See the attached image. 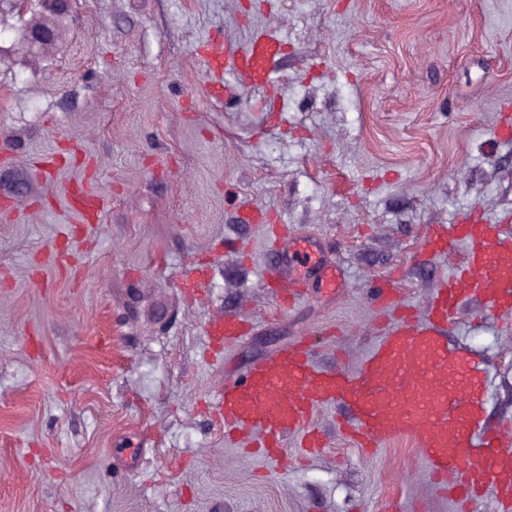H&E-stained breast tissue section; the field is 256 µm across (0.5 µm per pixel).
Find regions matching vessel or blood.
Segmentation results:
<instances>
[{"instance_id":"vessel-or-blood-1","label":"vessel or blood","mask_w":512,"mask_h":512,"mask_svg":"<svg viewBox=\"0 0 512 512\" xmlns=\"http://www.w3.org/2000/svg\"><path fill=\"white\" fill-rule=\"evenodd\" d=\"M278 52L277 39L256 36L244 48L211 64L212 96L224 92L222 69L241 78L265 79ZM460 244L462 263L437 289L424 317L400 310L383 328L360 368L353 373L325 370L313 361L314 343L304 339L278 354L253 363L247 371L226 379L217 394L225 437H259L262 450L280 454L281 439L303 434L308 452L325 445L322 434L309 430L318 410L340 404L346 409L347 435L357 446L384 448L409 441L422 454L432 480L459 506L492 498L495 512H512V437L488 427L482 409L486 370L447 338L461 303L475 299L492 313L512 315V232L495 224L431 225L424 253H442ZM299 272L266 271L264 280L275 294L296 303L304 295V272H312L324 287L336 285V268L324 262L317 247L289 241ZM242 323L235 318L213 322L210 336L239 338Z\"/></svg>"}]
</instances>
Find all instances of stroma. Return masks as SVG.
Instances as JSON below:
<instances>
[{
	"label": "stroma",
	"mask_w": 512,
	"mask_h": 512,
	"mask_svg": "<svg viewBox=\"0 0 512 512\" xmlns=\"http://www.w3.org/2000/svg\"><path fill=\"white\" fill-rule=\"evenodd\" d=\"M47 16L0 15V512H456L341 407L312 420L322 453L290 435L276 461L225 441L216 397L303 336L356 371L388 316L372 279L421 310L462 259L422 254L427 225H512V0H72L29 61L12 33ZM262 32L269 80L210 97L213 47ZM282 235L339 272L289 310L263 286ZM227 315L248 330L221 347ZM448 340L512 423V317L466 301Z\"/></svg>",
	"instance_id": "obj_1"
}]
</instances>
